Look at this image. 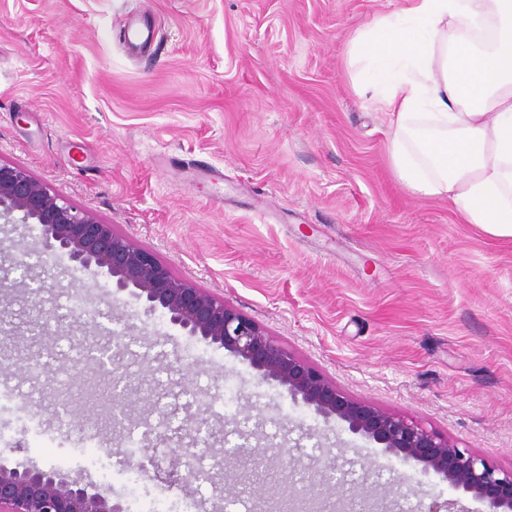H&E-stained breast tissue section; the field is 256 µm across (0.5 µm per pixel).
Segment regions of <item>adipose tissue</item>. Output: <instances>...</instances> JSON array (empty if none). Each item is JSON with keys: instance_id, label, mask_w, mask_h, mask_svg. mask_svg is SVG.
Listing matches in <instances>:
<instances>
[{"instance_id": "1", "label": "adipose tissue", "mask_w": 512, "mask_h": 512, "mask_svg": "<svg viewBox=\"0 0 512 512\" xmlns=\"http://www.w3.org/2000/svg\"><path fill=\"white\" fill-rule=\"evenodd\" d=\"M348 64L389 117L397 180L512 239V0H406L354 33Z\"/></svg>"}]
</instances>
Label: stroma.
Instances as JSON below:
<instances>
[{
  "mask_svg": "<svg viewBox=\"0 0 512 512\" xmlns=\"http://www.w3.org/2000/svg\"><path fill=\"white\" fill-rule=\"evenodd\" d=\"M399 0H0V161L224 299L349 396L512 467V240L412 195L388 159L385 113L352 89L349 39ZM150 30L140 49L127 28ZM29 251L11 268L12 247ZM0 464L82 475L127 502L128 435L151 495L192 512H260L325 480L394 512L445 482L324 422L240 358L149 316L104 274L47 259L0 224ZM89 300L93 319L68 311ZM43 365L32 378L27 365ZM74 398L61 407L59 382ZM116 395L122 427L104 401ZM36 415L43 431L22 429ZM200 434L184 438L195 415ZM69 435L49 432L57 417ZM86 434L103 446L79 445ZM186 442L207 477L178 492ZM283 449L273 457V449Z\"/></svg>",
  "mask_w": 512,
  "mask_h": 512,
  "instance_id": "35a3bbf8",
  "label": "stroma"
}]
</instances>
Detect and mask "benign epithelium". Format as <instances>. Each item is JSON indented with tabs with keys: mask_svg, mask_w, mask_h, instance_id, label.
Returning a JSON list of instances; mask_svg holds the SVG:
<instances>
[{
	"mask_svg": "<svg viewBox=\"0 0 512 512\" xmlns=\"http://www.w3.org/2000/svg\"><path fill=\"white\" fill-rule=\"evenodd\" d=\"M0 224H35L44 251L65 257L74 271L106 272L115 291L129 288L144 301V313L169 322L249 364L261 381L283 387L328 421L366 438L404 463L420 466L454 491L483 502L488 512H512V468L459 447L421 422L356 400L316 368L275 341L256 321L224 300L175 277L151 252L116 234L112 225L69 204L19 166L0 163ZM194 478V451L172 449ZM280 512H326L322 495L285 486ZM0 512H123V507L57 470L0 465Z\"/></svg>",
	"mask_w": 512,
	"mask_h": 512,
	"instance_id": "1",
	"label": "benign epithelium"
}]
</instances>
